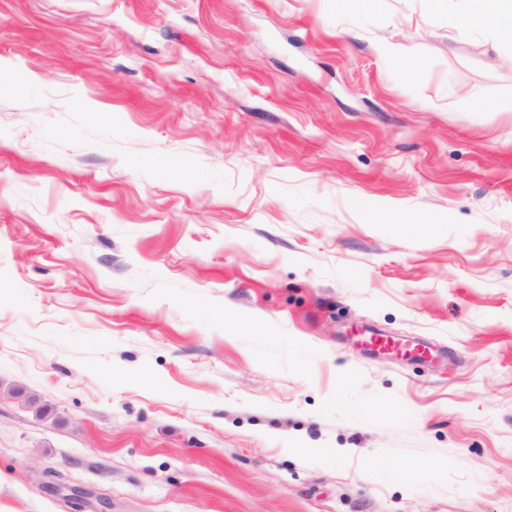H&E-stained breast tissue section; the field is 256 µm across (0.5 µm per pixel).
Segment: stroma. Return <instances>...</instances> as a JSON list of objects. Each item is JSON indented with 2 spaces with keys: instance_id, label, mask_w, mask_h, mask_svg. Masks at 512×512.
Here are the masks:
<instances>
[{
  "instance_id": "obj_1",
  "label": "stroma",
  "mask_w": 512,
  "mask_h": 512,
  "mask_svg": "<svg viewBox=\"0 0 512 512\" xmlns=\"http://www.w3.org/2000/svg\"><path fill=\"white\" fill-rule=\"evenodd\" d=\"M70 487L512 512V66L483 27L0 0V512Z\"/></svg>"
}]
</instances>
